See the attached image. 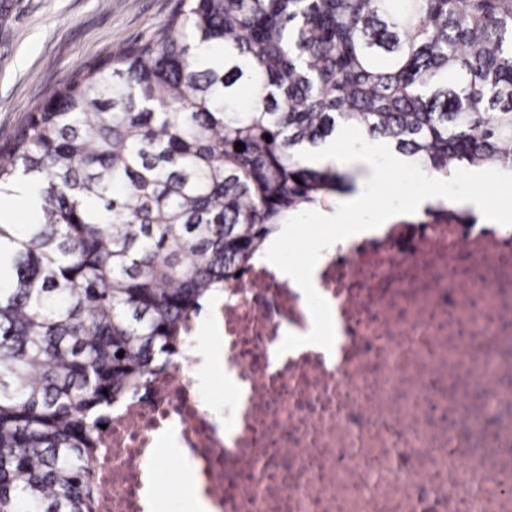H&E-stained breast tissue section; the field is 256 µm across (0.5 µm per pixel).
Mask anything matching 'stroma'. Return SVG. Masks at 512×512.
Segmentation results:
<instances>
[{
    "mask_svg": "<svg viewBox=\"0 0 512 512\" xmlns=\"http://www.w3.org/2000/svg\"><path fill=\"white\" fill-rule=\"evenodd\" d=\"M176 0H0V148L7 146L32 109L83 69L147 41L169 17ZM391 168L387 183L373 191L377 208L402 209L426 190L424 179L394 166L393 155L380 156ZM482 195L495 205L512 198V176L471 182L447 181L451 201ZM297 230L281 241L279 261L296 269L306 265L314 244L308 214L295 217ZM155 512H188L189 491L183 468L154 473Z\"/></svg>",
    "mask_w": 512,
    "mask_h": 512,
    "instance_id": "35a3bbf8",
    "label": "stroma"
}]
</instances>
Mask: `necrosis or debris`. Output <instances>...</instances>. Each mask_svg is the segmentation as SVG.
<instances>
[{"label": "necrosis or debris", "instance_id": "necrosis-or-debris-1", "mask_svg": "<svg viewBox=\"0 0 512 512\" xmlns=\"http://www.w3.org/2000/svg\"><path fill=\"white\" fill-rule=\"evenodd\" d=\"M338 355L283 353L319 308L261 263L227 282L218 424L180 351L99 434L95 512H149L160 431L201 463L215 512H512V224L451 208L330 254Z\"/></svg>", "mask_w": 512, "mask_h": 512}]
</instances>
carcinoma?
<instances>
[{
    "instance_id": "1",
    "label": "carcinoma",
    "mask_w": 512,
    "mask_h": 512,
    "mask_svg": "<svg viewBox=\"0 0 512 512\" xmlns=\"http://www.w3.org/2000/svg\"><path fill=\"white\" fill-rule=\"evenodd\" d=\"M53 98L0 150V195L40 201L0 214V512H90L112 406L273 226L349 188L321 143L512 171V0H177Z\"/></svg>"
}]
</instances>
